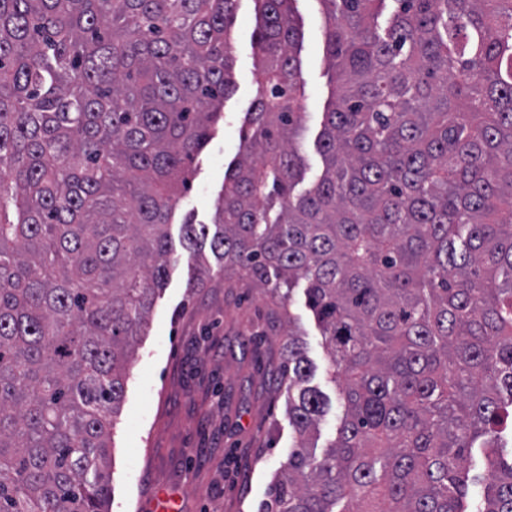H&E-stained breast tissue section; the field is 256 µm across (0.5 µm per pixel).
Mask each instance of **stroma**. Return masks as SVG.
Segmentation results:
<instances>
[{
    "mask_svg": "<svg viewBox=\"0 0 512 512\" xmlns=\"http://www.w3.org/2000/svg\"><path fill=\"white\" fill-rule=\"evenodd\" d=\"M306 131L302 188L323 171L316 147L330 100L333 72L324 54L318 0H296ZM254 0H239L231 46L233 94L225 100L214 137L194 163L190 190L179 200L170 228L173 262L128 376L118 424L111 434L110 512H258L274 472L295 442L281 383L285 315L247 280L216 279L192 287L196 264L181 242L184 221L209 224L224 189V171L239 150L240 127L256 93L252 34ZM313 385L332 399L321 423L329 439L343 409L329 380L328 356L316 323L294 290Z\"/></svg>",
    "mask_w": 512,
    "mask_h": 512,
    "instance_id": "obj_1",
    "label": "stroma"
}]
</instances>
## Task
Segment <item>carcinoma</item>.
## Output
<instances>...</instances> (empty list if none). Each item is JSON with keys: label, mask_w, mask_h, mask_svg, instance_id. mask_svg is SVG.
I'll return each mask as SVG.
<instances>
[{"label": "carcinoma", "mask_w": 512, "mask_h": 512, "mask_svg": "<svg viewBox=\"0 0 512 512\" xmlns=\"http://www.w3.org/2000/svg\"><path fill=\"white\" fill-rule=\"evenodd\" d=\"M295 0H255L256 96L193 286L303 285L297 439L260 512H512V0H318L337 73L305 160ZM238 0H0V512H108L111 430L168 225L234 89ZM280 210L271 217L274 206ZM210 254H205V251ZM485 459L470 474L474 444ZM300 284L293 292L291 311L300 318V327L304 333L302 340L306 343L307 354L316 367L312 385L318 386L331 399V407L321 423V438L318 447H323L330 438L332 431L337 428L342 417L343 408L337 399V388L329 381L328 356L323 346L322 337L310 312L304 305V296Z\"/></svg>", "instance_id": "obj_1"}]
</instances>
